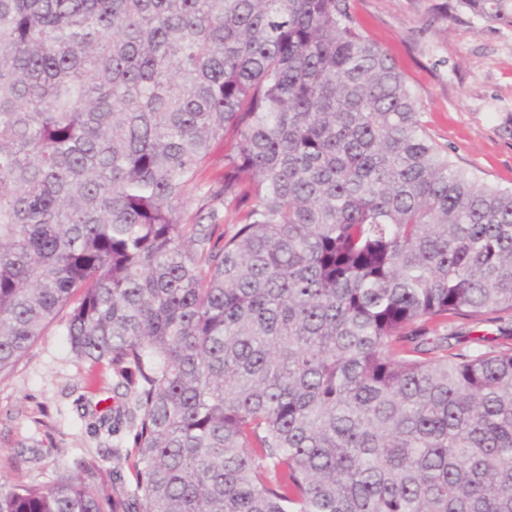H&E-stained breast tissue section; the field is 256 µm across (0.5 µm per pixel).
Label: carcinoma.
I'll return each mask as SVG.
<instances>
[{"label":"carcinoma","instance_id":"carcinoma-1","mask_svg":"<svg viewBox=\"0 0 512 512\" xmlns=\"http://www.w3.org/2000/svg\"><path fill=\"white\" fill-rule=\"evenodd\" d=\"M66 308L134 398L109 512H512V189L351 0H0V375ZM106 475L0 512H103Z\"/></svg>","mask_w":512,"mask_h":512}]
</instances>
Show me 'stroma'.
Instances as JSON below:
<instances>
[{"label": "stroma", "instance_id": "obj_1", "mask_svg": "<svg viewBox=\"0 0 512 512\" xmlns=\"http://www.w3.org/2000/svg\"><path fill=\"white\" fill-rule=\"evenodd\" d=\"M438 2L353 0L365 34L404 73L429 135L458 167L512 189V26L446 18ZM65 321L58 315L0 379V480L45 483L89 459L110 469L114 449L132 444L129 424L100 428L112 388L90 387Z\"/></svg>", "mask_w": 512, "mask_h": 512}]
</instances>
